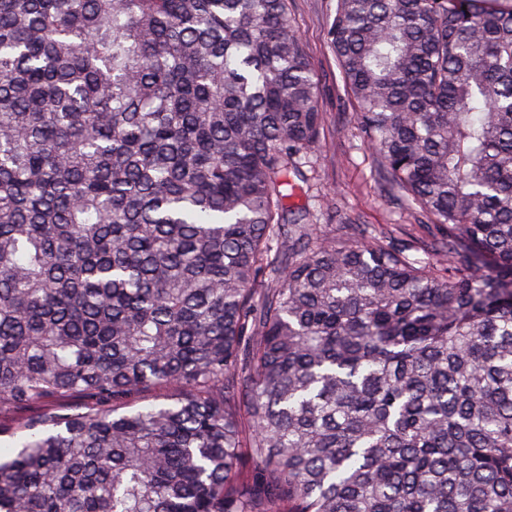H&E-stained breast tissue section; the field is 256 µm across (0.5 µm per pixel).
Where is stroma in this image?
I'll use <instances>...</instances> for the list:
<instances>
[{"mask_svg":"<svg viewBox=\"0 0 512 512\" xmlns=\"http://www.w3.org/2000/svg\"><path fill=\"white\" fill-rule=\"evenodd\" d=\"M336 0H291L290 20L304 41L320 90L325 124L318 151L306 166L312 195L329 204L332 220H321L322 234L343 233L345 225L384 228L407 242L428 240L426 218L400 206L383 191L377 163L354 122V102L340 68L326 45Z\"/></svg>","mask_w":512,"mask_h":512,"instance_id":"1","label":"stroma"}]
</instances>
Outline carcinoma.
Wrapping results in <instances>:
<instances>
[{"mask_svg": "<svg viewBox=\"0 0 512 512\" xmlns=\"http://www.w3.org/2000/svg\"><path fill=\"white\" fill-rule=\"evenodd\" d=\"M327 46L426 261L291 204L288 0H0V512H512V0Z\"/></svg>", "mask_w": 512, "mask_h": 512, "instance_id": "obj_1", "label": "carcinoma"}]
</instances>
